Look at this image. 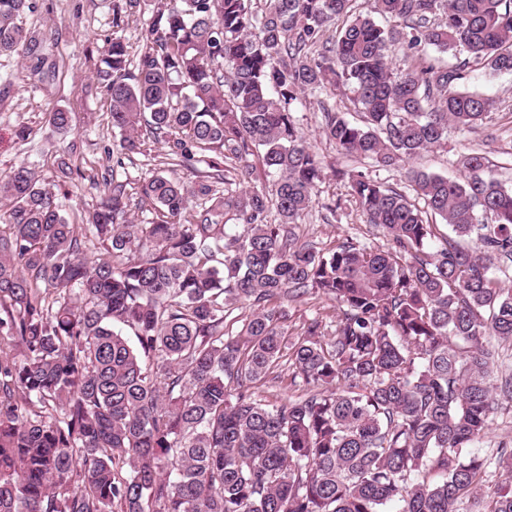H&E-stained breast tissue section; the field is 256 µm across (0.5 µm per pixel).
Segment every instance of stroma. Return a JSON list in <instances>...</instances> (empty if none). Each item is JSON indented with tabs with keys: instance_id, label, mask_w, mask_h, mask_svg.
<instances>
[{
	"instance_id": "1",
	"label": "stroma",
	"mask_w": 512,
	"mask_h": 512,
	"mask_svg": "<svg viewBox=\"0 0 512 512\" xmlns=\"http://www.w3.org/2000/svg\"><path fill=\"white\" fill-rule=\"evenodd\" d=\"M116 0H32L31 10L17 22L31 36L37 55L0 56V175L18 165L30 166L54 195L61 212L81 222L104 198V179L135 185L154 174H164L195 183L197 168L172 164L164 148L118 153L119 139L112 129L111 102L94 78L96 63L107 49L114 31ZM474 83L495 101V108L482 126L469 131L449 128L445 147L425 152L418 166L455 178L454 161L459 154L477 151L492 162L493 174L512 186V75H476ZM358 115L346 91L319 98L306 96L298 111L307 143L322 158L325 180L318 200L298 233L317 249L342 241L381 245L382 229L365 223L337 171L357 168L374 179L404 187L402 169L385 170L340 154L323 132V106ZM64 109L72 114V127L50 132L49 112ZM28 128L27 140L15 132ZM71 169L62 176L61 166Z\"/></svg>"
}]
</instances>
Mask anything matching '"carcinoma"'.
<instances>
[{
	"label": "carcinoma",
	"mask_w": 512,
	"mask_h": 512,
	"mask_svg": "<svg viewBox=\"0 0 512 512\" xmlns=\"http://www.w3.org/2000/svg\"><path fill=\"white\" fill-rule=\"evenodd\" d=\"M260 2L126 0L113 27L151 5L145 45L132 61L113 36L96 79L121 149L219 151L226 184L258 153L270 187L156 174L138 190L151 221L127 219L114 183L72 224L31 168L0 176V512H512V448L494 485L475 448L495 396L512 400L491 346L512 341V189L479 153L458 179L411 165L494 109L471 73L512 74V0ZM30 8L0 0V54L30 50L15 23ZM341 86L360 122L327 109L326 138L409 165L413 194L340 172L389 244L320 251L297 233L325 168L296 109ZM427 214L475 246L433 244ZM309 293L336 303L334 335L317 315L290 342L278 301ZM284 357L309 395L270 404L256 384Z\"/></svg>",
	"instance_id": "1"
}]
</instances>
